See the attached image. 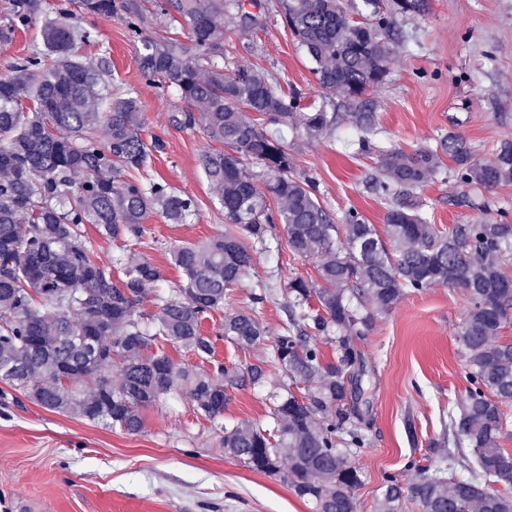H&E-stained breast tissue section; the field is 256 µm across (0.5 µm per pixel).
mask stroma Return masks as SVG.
I'll return each mask as SVG.
<instances>
[{"label":"stroma","mask_w":512,"mask_h":512,"mask_svg":"<svg viewBox=\"0 0 512 512\" xmlns=\"http://www.w3.org/2000/svg\"><path fill=\"white\" fill-rule=\"evenodd\" d=\"M96 25L112 57L110 85L137 91L144 138L166 143L152 160L151 176L198 204L184 224L157 214L146 221L139 250L174 284L180 272L170 245L224 228L199 164L210 142L202 130L173 125L172 115L184 106L178 94H158L141 80L135 63L140 42L126 23L111 17ZM403 27L406 40L393 48L389 75L372 93L377 141L408 149L452 131L472 144L481 162L493 161L496 146L512 139V0H428L426 12L405 18ZM224 45L238 65L275 73L284 87L301 91L304 104L321 103L312 64L281 22L246 33L225 22ZM290 145L296 174L318 181L319 199L333 217L354 208L384 229V205L365 188L377 171L375 156L360 154L350 140L294 139ZM456 193L453 180L440 177L422 191L430 221L440 230L480 217L456 204ZM321 262L318 255L293 256L281 240L258 251L253 270L230 291L223 310L203 323L215 359L234 367L267 357L286 320L282 297L265 302L266 338L246 352L225 339V312L245 306L257 281L281 289L297 276L317 279ZM467 309L462 289L437 285L406 295L356 339L363 375L353 421L369 439L357 458L363 473L355 490L358 512H374L386 475L411 482L447 447L448 405L464 398L468 386L458 344ZM279 383L280 373L272 369L262 385L232 391L224 425L268 423ZM144 417L143 431L131 435L48 411L0 382V512H313L282 476L226 456L218 430L196 417L187 401L147 409Z\"/></svg>","instance_id":"1"}]
</instances>
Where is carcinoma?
<instances>
[{"mask_svg": "<svg viewBox=\"0 0 512 512\" xmlns=\"http://www.w3.org/2000/svg\"><path fill=\"white\" fill-rule=\"evenodd\" d=\"M427 2L393 0L392 12L382 13L378 0H362L369 14L356 21L346 0H12L0 46L37 19L43 37L0 77V382L48 411L138 434L142 412L178 394L215 423L228 391L259 385L276 367L309 384L307 391L288 389L273 402L271 429L222 428L224 454L265 474L280 472L285 460L286 482L314 512H358L356 457L369 442L348 413L349 391H357L361 378L353 338L408 293L461 288L469 301L459 334L469 387L448 407V431L471 459L459 473L455 455L445 453L410 484L387 475L375 512H401L407 500L420 512H512V494L497 490L512 489V451L502 447L512 433L503 410L512 403V343L498 340L512 322V275L505 271L512 264V223L493 217L441 232L420 197L448 157L449 177L465 189L463 202L485 210L477 191L512 183V140L502 141L485 165L456 134L410 151L370 139L379 118L369 92L387 76L391 44L403 38L399 19L424 13ZM117 15L136 34L153 31L141 39L135 62L142 81L191 106L173 122L200 125L208 140L223 145L204 151L199 163L227 227L170 247L181 280L155 294L158 313L151 317L143 301L147 289L165 280L162 268L132 253L100 259L87 228L106 240L138 242L150 215L184 224L197 202L163 180L136 177L164 142L144 140L135 90L103 82L110 52L95 68L76 54L80 45L100 44L95 20ZM270 15L281 18L314 64L324 100L311 111L301 106V92L282 89L277 75L235 66L224 53V19L253 30ZM338 105L344 111H334ZM248 111L298 135L334 139L341 129L356 135L360 150L378 161L367 188L386 205V236L355 209L335 223L319 200L317 180L294 174L286 139ZM251 163L261 166L266 190ZM269 195L277 208L267 204ZM279 233L294 256L325 257L319 281L290 279L288 322L268 359L230 369L215 360L202 322L254 267V249L241 236L263 246ZM273 295V286L259 281L249 305L225 313L224 337L241 350L262 342L260 309ZM313 336L336 343V361L323 360ZM169 344L208 361L210 370L175 363Z\"/></svg>", "mask_w": 512, "mask_h": 512, "instance_id": "cac0c4a2", "label": "carcinoma"}]
</instances>
